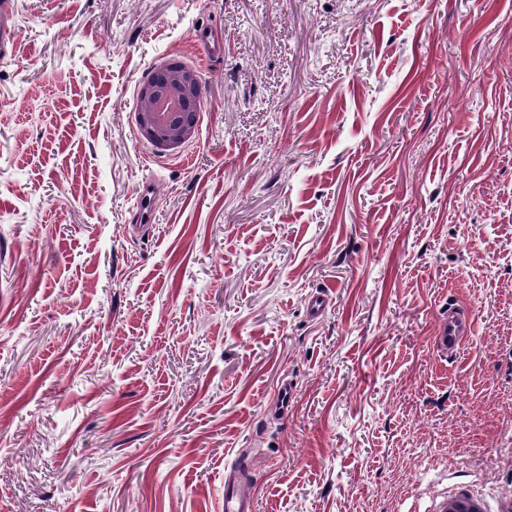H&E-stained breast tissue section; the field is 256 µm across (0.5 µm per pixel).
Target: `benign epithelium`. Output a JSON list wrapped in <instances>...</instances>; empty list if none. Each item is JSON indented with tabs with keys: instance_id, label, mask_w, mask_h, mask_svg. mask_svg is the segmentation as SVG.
Wrapping results in <instances>:
<instances>
[{
	"instance_id": "7a95c632",
	"label": "benign epithelium",
	"mask_w": 512,
	"mask_h": 512,
	"mask_svg": "<svg viewBox=\"0 0 512 512\" xmlns=\"http://www.w3.org/2000/svg\"><path fill=\"white\" fill-rule=\"evenodd\" d=\"M162 79L143 81L138 88L141 102L137 122L143 136L162 150H173L192 141L197 131L192 108L200 100L195 69L173 63L161 68Z\"/></svg>"
}]
</instances>
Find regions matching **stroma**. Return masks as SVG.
Listing matches in <instances>:
<instances>
[{"label":"stroma","mask_w":512,"mask_h":512,"mask_svg":"<svg viewBox=\"0 0 512 512\" xmlns=\"http://www.w3.org/2000/svg\"><path fill=\"white\" fill-rule=\"evenodd\" d=\"M10 2L0 512H222L240 456L257 512L512 498V0ZM169 63L201 96L163 151ZM160 81L151 78L138 88L141 102L137 122L143 136L162 150H173L192 141L197 131L196 112L200 83L195 69L173 63L160 68ZM471 313L454 306L448 308V318L440 323L435 342L446 356H455L473 333Z\"/></svg>","instance_id":"obj_1"}]
</instances>
